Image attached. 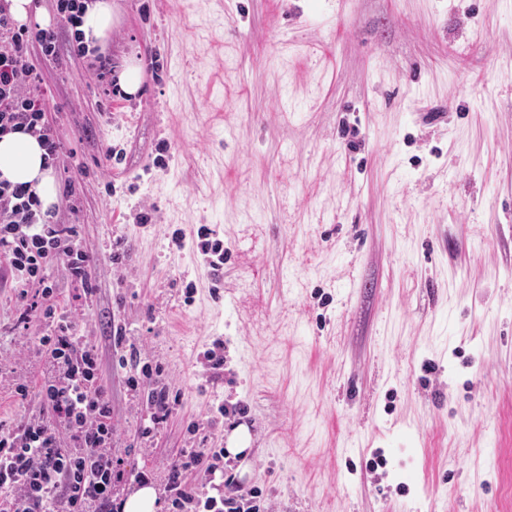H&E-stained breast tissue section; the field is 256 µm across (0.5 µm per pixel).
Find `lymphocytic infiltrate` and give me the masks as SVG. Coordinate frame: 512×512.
Here are the masks:
<instances>
[{"label": "lymphocytic infiltrate", "mask_w": 512, "mask_h": 512, "mask_svg": "<svg viewBox=\"0 0 512 512\" xmlns=\"http://www.w3.org/2000/svg\"><path fill=\"white\" fill-rule=\"evenodd\" d=\"M35 49L55 57L57 31L17 25L6 0H0V135L23 131L36 136L56 165L61 140L46 120L42 73L29 61ZM0 259L17 283L19 324L26 329L36 321L48 324L38 338L46 362L38 392L20 380L10 390L20 401L36 395L40 410L0 421V512H119L112 496L121 472L112 451V397L99 383L101 356L52 305L54 289L46 280L47 270L56 265L88 283V257L79 247L76 227L42 223L34 190L1 181ZM31 284L38 287L33 296L27 291ZM223 458V449L194 448L170 465L172 512H260L256 498H244L233 479L225 480L217 498L200 495L186 483L185 471L212 478Z\"/></svg>", "instance_id": "f902f5d3"}]
</instances>
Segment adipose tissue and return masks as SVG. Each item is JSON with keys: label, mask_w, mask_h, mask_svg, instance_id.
I'll list each match as a JSON object with an SVG mask.
<instances>
[{"label": "adipose tissue", "mask_w": 512, "mask_h": 512, "mask_svg": "<svg viewBox=\"0 0 512 512\" xmlns=\"http://www.w3.org/2000/svg\"><path fill=\"white\" fill-rule=\"evenodd\" d=\"M112 24L110 0H88L79 26L88 50L105 49ZM0 180L28 185L39 197L42 215H50L57 201L58 185L37 137L25 132L0 137Z\"/></svg>", "instance_id": "ef3b65f1"}]
</instances>
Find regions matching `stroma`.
<instances>
[{"mask_svg": "<svg viewBox=\"0 0 512 512\" xmlns=\"http://www.w3.org/2000/svg\"><path fill=\"white\" fill-rule=\"evenodd\" d=\"M112 3L104 81L63 27L35 64L72 188L52 221L96 291L51 278L102 354L115 502L143 471L168 512L170 464L243 425L212 482L266 512H512V0ZM15 312L0 294V374L35 390ZM143 81V69L136 61H127L117 74V86L120 93L134 96L139 91Z\"/></svg>", "mask_w": 512, "mask_h": 512, "instance_id": "35a3bbf8", "label": "stroma"}]
</instances>
